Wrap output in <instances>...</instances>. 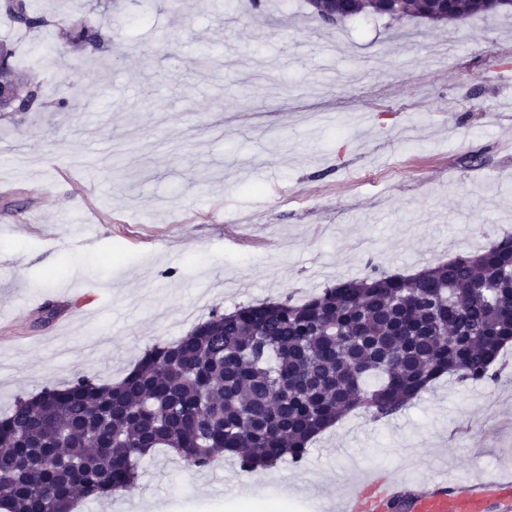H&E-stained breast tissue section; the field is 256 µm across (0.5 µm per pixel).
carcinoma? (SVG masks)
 Segmentation results:
<instances>
[{
	"instance_id": "1",
	"label": "carcinoma",
	"mask_w": 512,
	"mask_h": 512,
	"mask_svg": "<svg viewBox=\"0 0 512 512\" xmlns=\"http://www.w3.org/2000/svg\"><path fill=\"white\" fill-rule=\"evenodd\" d=\"M29 33L64 31L75 51L96 54L106 35L89 15L35 11L3 0ZM392 5L355 0L343 17L382 16ZM475 15L469 0L448 20ZM0 45V86L29 83L27 112L43 88ZM512 344V238L412 276L374 269L307 300L212 311L172 343L145 350L118 383L79 376L19 397L0 416V512H70L74 499L131 487L140 459L158 448L204 470L225 456L247 472L301 463L320 433L361 409L388 420L444 375L493 381Z\"/></svg>"
}]
</instances>
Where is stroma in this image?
I'll list each match as a JSON object with an SVG mask.
<instances>
[{"label":"stroma","instance_id":"obj_1","mask_svg":"<svg viewBox=\"0 0 512 512\" xmlns=\"http://www.w3.org/2000/svg\"><path fill=\"white\" fill-rule=\"evenodd\" d=\"M96 15V75L55 29L31 40L0 15L48 105L0 112V413L77 376L117 382L212 310L512 237V13L327 25L305 0H99ZM47 302L82 317L39 326ZM497 365L496 382L440 379L390 420L349 413L303 463L265 470L262 495L320 512L377 468L512 482V348ZM244 480L160 450L73 512H230Z\"/></svg>","mask_w":512,"mask_h":512}]
</instances>
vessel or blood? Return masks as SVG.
<instances>
[{
	"instance_id": "vessel-or-blood-1",
	"label": "vessel or blood",
	"mask_w": 512,
	"mask_h": 512,
	"mask_svg": "<svg viewBox=\"0 0 512 512\" xmlns=\"http://www.w3.org/2000/svg\"><path fill=\"white\" fill-rule=\"evenodd\" d=\"M340 512H512V486L488 473L466 487L433 483L408 490L400 479L379 473Z\"/></svg>"
}]
</instances>
